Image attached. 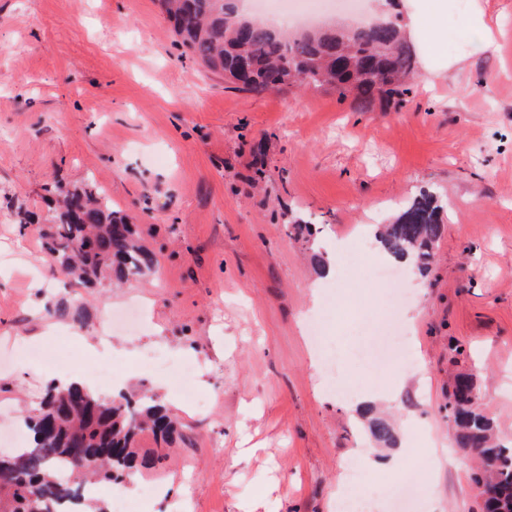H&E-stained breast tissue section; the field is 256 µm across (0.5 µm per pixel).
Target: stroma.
<instances>
[{
	"label": "stroma",
	"mask_w": 512,
	"mask_h": 512,
	"mask_svg": "<svg viewBox=\"0 0 512 512\" xmlns=\"http://www.w3.org/2000/svg\"><path fill=\"white\" fill-rule=\"evenodd\" d=\"M498 16V51L470 53L477 10ZM452 66L400 105L364 110L332 89L261 96L226 87L182 54L157 0H0V424L32 414L54 373L13 355L56 343L149 388L186 429L137 482L165 496L136 512H337L346 462L376 447L368 388L392 395L394 441L361 482L422 471L406 512H481L446 409L448 377L473 375L499 438L512 442V0H448ZM89 183L137 224L157 266L93 288L41 262L49 189ZM444 205L428 271L394 262L398 313L354 254L420 192ZM34 215L20 227L19 212ZM307 223L310 235L295 236ZM339 302H312L323 279ZM42 302L41 321L29 314ZM80 310L57 317L56 304ZM137 303L140 330L102 316ZM407 365L366 369L379 331ZM113 345L107 363L84 340ZM462 353H455L453 345ZM190 363L209 405H183L168 378Z\"/></svg>",
	"instance_id": "35a3bbf8"
}]
</instances>
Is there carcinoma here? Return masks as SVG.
<instances>
[{
  "instance_id": "obj_1",
  "label": "carcinoma",
  "mask_w": 512,
  "mask_h": 512,
  "mask_svg": "<svg viewBox=\"0 0 512 512\" xmlns=\"http://www.w3.org/2000/svg\"><path fill=\"white\" fill-rule=\"evenodd\" d=\"M173 24L183 53L208 72L243 92L293 87L330 88L348 94L365 109L375 103L399 104L411 91L417 60L397 16L348 26L335 24L290 33L237 14L234 0H158ZM56 221L43 233L45 262L59 267L77 286L92 288L105 279L123 281L149 274L155 253L138 242L137 225L90 185L55 184ZM443 205L424 193L378 234L381 249L428 268L441 236ZM448 420L457 447L480 462L479 485L495 487L484 512L512 505V448L500 443L476 392L472 375L461 373L448 385ZM28 446L20 454L0 452V512H108L82 494L87 484L126 486L164 459L162 448L182 440L183 424L155 395L112 399L80 384L49 385L40 407L27 421ZM370 431L381 443L394 440L385 418ZM150 433L159 443L137 448ZM39 494L41 500L32 499Z\"/></svg>"
}]
</instances>
